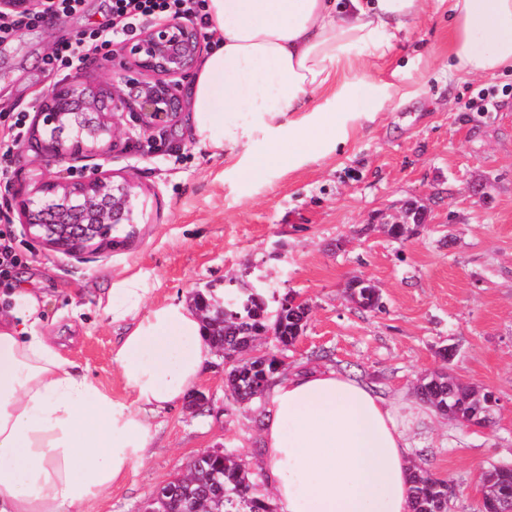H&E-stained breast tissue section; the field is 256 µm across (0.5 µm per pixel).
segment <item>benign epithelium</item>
<instances>
[{
    "label": "benign epithelium",
    "mask_w": 512,
    "mask_h": 512,
    "mask_svg": "<svg viewBox=\"0 0 512 512\" xmlns=\"http://www.w3.org/2000/svg\"><path fill=\"white\" fill-rule=\"evenodd\" d=\"M199 52V37L185 21L162 20L128 44L122 57L112 58L108 88L94 91L73 76L39 97L37 117L52 130L49 139L35 138L29 147L45 167H63L68 177L41 178L19 201V221L29 235L73 254L107 240L116 225L134 223L135 184L116 182L103 170L121 136L115 116L133 106L149 130L174 121L183 108L178 79L190 76ZM380 223L409 225L408 238L430 220L424 207L410 201Z\"/></svg>",
    "instance_id": "benign-epithelium-1"
}]
</instances>
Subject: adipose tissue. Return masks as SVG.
I'll list each match as a JSON object with an SVG mask.
<instances>
[{"mask_svg": "<svg viewBox=\"0 0 512 512\" xmlns=\"http://www.w3.org/2000/svg\"><path fill=\"white\" fill-rule=\"evenodd\" d=\"M431 0H206L216 44L189 88L193 133L214 154L261 133L243 168L293 167L383 111L372 76ZM450 71L512 69V0H448ZM332 111H325V104ZM247 113L250 124L237 115ZM137 272L113 276L99 309L125 332L110 351L116 395L39 330L38 297L9 290L0 314V512H89L143 465L155 418L198 383L211 347L185 302H150ZM277 512H412V424L345 374L282 377L262 418Z\"/></svg>", "mask_w": 512, "mask_h": 512, "instance_id": "obj_1", "label": "adipose tissue"}]
</instances>
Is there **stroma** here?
<instances>
[{"label": "stroma", "mask_w": 512, "mask_h": 512, "mask_svg": "<svg viewBox=\"0 0 512 512\" xmlns=\"http://www.w3.org/2000/svg\"><path fill=\"white\" fill-rule=\"evenodd\" d=\"M107 5L86 0L63 24L0 43V113L27 112L29 126L48 138L34 105L56 81L46 70L49 46L104 22ZM373 73L400 87L393 106L351 122L345 141L317 160L268 167L249 180L237 168L263 149V139L215 157L196 141L189 110L147 132L136 113H119L123 134L106 168L115 180L136 183V222L118 225L111 243L75 254L17 232L24 259L12 284L33 288L45 335L118 394L110 350L121 331L97 307L114 274L128 265L140 271L151 302L160 303L224 289L233 277L248 283V270L260 269L277 295L310 306L303 335L285 352L289 373L339 371L403 415L419 378L445 368L497 394L491 427H464L431 410L413 424V462L452 481L451 512H478L481 472L512 465V72L449 73L442 4ZM42 170L38 154L20 148L9 188L0 187V210L17 218V191ZM473 183L486 185L488 200L468 194ZM410 200L430 214L414 238L396 242L371 226L374 215ZM356 277L378 285L382 309L346 300ZM446 348L453 352L447 362ZM224 378V359L214 356L182 404L158 417L146 463L92 512H144L160 485L217 449L242 458L269 493L260 441L269 400L239 404Z\"/></svg>", "instance_id": "obj_1"}]
</instances>
